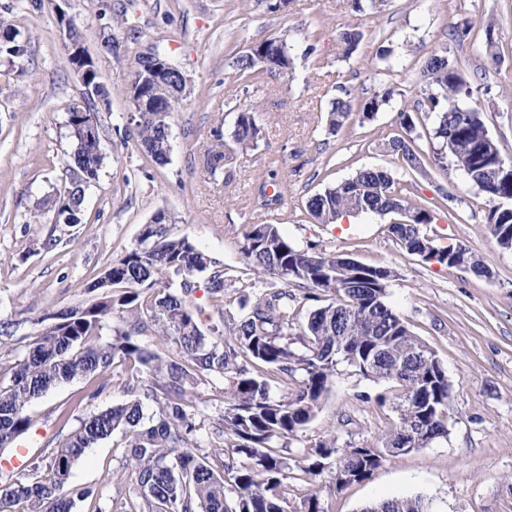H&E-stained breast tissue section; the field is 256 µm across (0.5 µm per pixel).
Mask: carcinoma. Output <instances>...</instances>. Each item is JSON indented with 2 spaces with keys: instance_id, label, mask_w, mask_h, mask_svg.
Here are the masks:
<instances>
[{
  "instance_id": "obj_1",
  "label": "carcinoma",
  "mask_w": 512,
  "mask_h": 512,
  "mask_svg": "<svg viewBox=\"0 0 512 512\" xmlns=\"http://www.w3.org/2000/svg\"><path fill=\"white\" fill-rule=\"evenodd\" d=\"M12 38L0 45L13 58L25 53L16 27L0 18V33ZM236 67L248 74L284 76L292 66L288 43L266 39L238 55ZM422 72L440 93L428 97L437 112L435 136L440 147L434 163L445 167L448 157L469 181L490 199L512 196V182L499 174L498 153L482 150L490 138L481 112L460 101L470 90L459 69L437 53ZM386 97L360 103L337 98L329 111L330 131L337 134L354 112L371 118ZM404 134L392 137L387 151L401 155L410 167L419 163L412 147L415 123L409 112L397 113ZM170 113L141 112L125 127L158 165L171 152ZM85 116L67 113L71 152L67 161L70 187L59 193L55 223H83L86 191L95 185L105 156L83 134ZM260 128L255 113H237L233 143L248 149ZM213 144L206 168L213 182L230 183L224 173V132L212 130ZM400 181L382 168L366 167L350 178L311 196L306 214L330 224L345 213L386 215L400 209L406 220L390 232L410 253L450 268L461 259L478 275L487 274L465 245L438 248L421 233L433 220L426 207L405 208ZM497 243L512 248V208L488 217ZM243 263L258 275L244 282L241 296L226 291L224 265L199 249L188 237L171 231L170 218L158 212L143 225L139 242L112 260L87 286L97 296L81 306L62 307L55 328L39 329L23 354L7 349L17 320L0 321V448H13L31 428L28 404L51 387L80 377L99 381L96 396L109 385L115 364L131 370L121 384L130 400L78 420L56 442H47L30 473L16 476L0 470V512H72L75 499L97 498L91 488H70L74 464L86 451L114 433L121 434L122 458L140 488L133 505L113 503V512H288L287 480L294 471L314 480L329 473L336 488L368 478L389 458L421 448L448 435L446 409L451 385L434 352L412 334L387 302L393 272L334 253L296 247L276 224H248L242 233ZM203 274L211 298L222 310L230 333L211 328L205 334L199 314L188 304L194 279ZM180 278L171 291L170 277ZM122 323L112 341L96 342L102 322L113 312ZM153 331L176 345V356L165 359L141 344ZM344 363L360 375L395 382L396 421L376 443L363 448H338L336 438L319 443L296 460L279 453L315 416L323 395ZM302 374L296 379V374ZM224 380V412L208 422L197 419L196 385L204 378ZM287 396H271V382L288 385ZM157 410L148 415L147 405ZM207 429L212 450L194 451L197 433ZM363 512H431L420 498H389Z\"/></svg>"
}]
</instances>
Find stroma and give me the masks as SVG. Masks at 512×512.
I'll return each mask as SVG.
<instances>
[{
  "instance_id": "stroma-1",
  "label": "stroma",
  "mask_w": 512,
  "mask_h": 512,
  "mask_svg": "<svg viewBox=\"0 0 512 512\" xmlns=\"http://www.w3.org/2000/svg\"><path fill=\"white\" fill-rule=\"evenodd\" d=\"M26 46L23 57L0 54V320H21L20 335L48 310L90 300L88 283L132 248L157 212L172 231L188 236L224 264L229 275L252 279L239 252L249 224H275L299 247L341 254L394 276L387 300L410 331L444 366L451 384L448 435L393 457L366 480L336 488L330 476L288 484L290 512L318 492L325 512H360L371 502L422 497L432 512H512V248L490 235L494 202L456 167L439 168L432 117L417 104L436 93L420 74L438 52L461 65L468 105L483 115L501 153L512 157V0H378L352 9L351 0H0ZM84 35L99 80L109 90L96 104L105 163L85 200L83 223L55 221L54 202L68 184L71 149L68 107L84 87L73 71L61 18ZM363 38L352 54L343 29ZM292 48L288 75L255 83L234 65L236 54L270 37ZM158 47L187 79L188 95L170 118L169 161L157 165L121 130L133 103L126 94L140 50ZM390 50L389 64L378 54ZM389 95L373 118L355 114L335 135L327 131L333 99ZM255 109L261 133L255 147L224 149L231 188L212 182L205 156L209 131L231 133L236 114ZM413 111L418 167L404 166L385 148L400 128L399 110ZM194 153H187V143ZM279 159L277 172L268 163ZM384 168L405 184L409 207H432L422 231L436 246L463 243L487 275L450 268L409 253L390 233L393 215L347 214L341 223L305 217L308 197L363 167ZM274 179L282 205L265 209L259 184ZM42 216L30 223L31 214ZM58 244L41 247L47 235ZM129 375L114 368V388L95 393L92 379L52 387L27 408L29 455L66 435L69 420L124 403L118 388ZM394 383L373 382L342 366L312 421L284 453L303 456L327 438L338 447L375 443L394 413L379 396ZM119 436L104 439L73 466L70 486L98 491L97 502L76 501L72 512H111L115 492L136 493L135 474L122 464Z\"/></svg>"
}]
</instances>
